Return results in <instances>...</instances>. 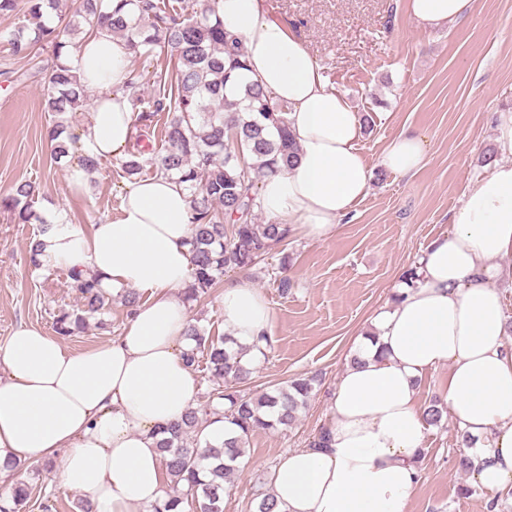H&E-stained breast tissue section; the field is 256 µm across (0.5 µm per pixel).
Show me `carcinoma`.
Segmentation results:
<instances>
[{
  "label": "carcinoma",
  "instance_id": "cac0c4a2",
  "mask_svg": "<svg viewBox=\"0 0 512 512\" xmlns=\"http://www.w3.org/2000/svg\"><path fill=\"white\" fill-rule=\"evenodd\" d=\"M60 0H26L25 24L9 34L11 55L30 59L35 46L52 48L56 63L47 75L45 108L64 115L81 110L87 88L77 76L70 56L76 48L71 35L77 24L55 20ZM75 16L92 33L106 24L112 34L125 39L134 57L152 63L169 55L166 69L151 72L152 97L144 98L143 73H131L125 91L137 109L134 126L142 129L166 114L161 129L164 152L152 162V172L173 176L191 195V279L184 299L197 301L211 295L227 270H246L288 239L280 224H260L255 206L258 181L266 174L297 161L299 150L286 119V106L273 104L260 87L246 84L243 95L229 99L224 94L247 67L238 37L224 29L217 0H80ZM54 153L67 156L76 150L78 135L64 121L54 126ZM149 145L136 136L132 151L121 164L127 177L140 174L141 156ZM39 188L32 182L19 184L13 195L0 198V209L16 224H37L29 243V263L43 268L41 237L55 225L33 208ZM80 293V306L61 309L54 316L59 336H74L90 321L105 325L104 314L112 295L104 293L94 278L69 271ZM186 335L194 346L187 363L195 370L205 361L209 371L205 403L188 409L183 417L163 430L159 448L170 476L172 494L150 507L149 512L184 510L197 503L199 512H224V497L231 490L234 461L243 453L248 436L257 430L292 427L316 397L315 376H300L258 397L234 390L251 374L242 361L246 350L227 347L228 335L206 334L194 321ZM426 423L439 426L448 416L447 407L435 400L424 407ZM235 426L239 435L215 445L203 432L213 419ZM34 488L18 484L0 495V512H22L33 500Z\"/></svg>",
  "mask_w": 512,
  "mask_h": 512
}]
</instances>
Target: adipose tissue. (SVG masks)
<instances>
[{
	"label": "adipose tissue",
	"mask_w": 512,
	"mask_h": 512,
	"mask_svg": "<svg viewBox=\"0 0 512 512\" xmlns=\"http://www.w3.org/2000/svg\"><path fill=\"white\" fill-rule=\"evenodd\" d=\"M473 2L407 0V13L433 31L469 17ZM218 10L245 47V82L287 104L300 148L294 166L263 178L258 205L289 232L328 239L370 188L358 148L362 119L266 0H218ZM74 63L96 91L79 153L124 156L135 119L122 92L131 70L125 40L100 30L79 42ZM496 141L508 161L468 187L452 232L427 245L415 277L399 275L391 303L358 335L357 359L331 401L326 447L288 450L274 469V512H405L428 429L420 384L442 366L443 400L468 437L472 481L512 497V349L505 343L512 321L497 287L498 261L512 255V111L499 113ZM426 163L419 140L403 134L381 156L383 167L403 176ZM191 207L183 184L155 174L125 187L118 218L87 233L63 224L44 236L43 261L144 300L119 336L80 353L33 326L12 332L0 348V479L8 462L58 456L60 486L84 493L92 512H148L168 498L162 431L196 405L199 392L183 358ZM219 308L246 361L260 358L273 326L260 289L243 280L225 284Z\"/></svg>",
	"instance_id": "ef3b65f1"
}]
</instances>
